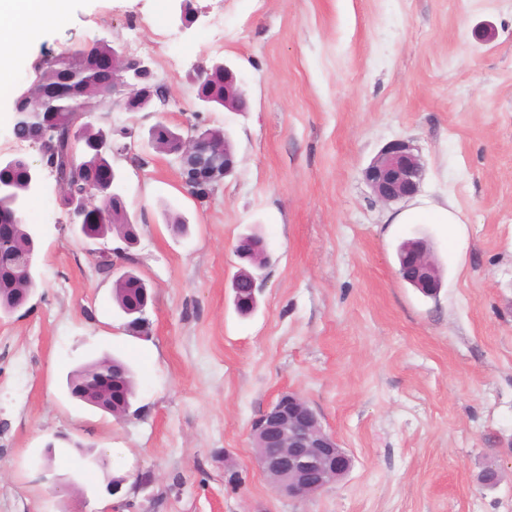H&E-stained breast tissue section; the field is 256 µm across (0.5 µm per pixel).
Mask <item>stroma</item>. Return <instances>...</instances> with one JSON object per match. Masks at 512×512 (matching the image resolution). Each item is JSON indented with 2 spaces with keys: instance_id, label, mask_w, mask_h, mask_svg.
<instances>
[{
  "instance_id": "1",
  "label": "stroma",
  "mask_w": 512,
  "mask_h": 512,
  "mask_svg": "<svg viewBox=\"0 0 512 512\" xmlns=\"http://www.w3.org/2000/svg\"><path fill=\"white\" fill-rule=\"evenodd\" d=\"M189 5L184 20L178 0H71L65 23L15 54L2 159L40 163L38 145L14 136V95L66 50L111 41L149 59L169 95L164 114L110 115L138 226L129 252L152 293L146 332L126 328L52 175L29 201L38 287L0 319V512H512V0ZM217 61L237 70L245 111L196 101ZM161 119L229 134L237 169L208 201L147 147ZM396 139L424 175L413 198L386 205L362 172ZM425 204L453 207L459 223H392ZM253 233L269 263L243 317L231 283ZM420 237L443 270L434 297L398 274L399 244ZM106 354L137 371L121 419L66 389ZM288 391L353 459L305 500L274 492L254 461L251 424ZM71 439L106 466L75 468ZM51 440L53 494L33 465ZM491 459L500 480L486 486Z\"/></svg>"
}]
</instances>
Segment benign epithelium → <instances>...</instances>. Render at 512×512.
I'll use <instances>...</instances> for the list:
<instances>
[{
    "mask_svg": "<svg viewBox=\"0 0 512 512\" xmlns=\"http://www.w3.org/2000/svg\"><path fill=\"white\" fill-rule=\"evenodd\" d=\"M112 73V93L130 80L150 73L148 60L128 57L117 51L104 61ZM246 107L245 93L238 73L224 66V109L242 112ZM178 164L189 194L197 201L210 198L213 189L235 170L236 162L228 136H218L209 129H193L180 140ZM27 180L20 207L37 194L42 185L43 168L26 162ZM423 163L415 148L406 140L388 144L365 168L364 180L382 203L407 200L415 196L423 178ZM41 229L33 224L23 234L14 232L11 224H0V267H11L16 278L10 292L16 304L15 313L29 302L39 277L34 241ZM398 274L421 293L431 296L439 288L438 268L424 243H416L401 257ZM260 277L253 272L240 273L233 282L235 305L239 312L248 313L256 303V285ZM149 302L147 286L139 288V301L122 308L128 317V328L143 332L148 325L146 312ZM86 404L116 417L128 414L131 404L123 399L113 401L112 377L93 375L80 385ZM256 448V462L269 485L291 498L318 494L336 484L351 469L352 458L340 448L334 435L322 426L317 414L303 396L296 392L282 394L251 426Z\"/></svg>",
    "mask_w": 512,
    "mask_h": 512,
    "instance_id": "7a95c632",
    "label": "benign epithelium"
}]
</instances>
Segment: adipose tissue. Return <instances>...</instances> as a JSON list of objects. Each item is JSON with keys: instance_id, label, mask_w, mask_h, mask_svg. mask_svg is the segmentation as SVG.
Wrapping results in <instances>:
<instances>
[{"instance_id": "1", "label": "adipose tissue", "mask_w": 512, "mask_h": 512, "mask_svg": "<svg viewBox=\"0 0 512 512\" xmlns=\"http://www.w3.org/2000/svg\"><path fill=\"white\" fill-rule=\"evenodd\" d=\"M69 0H0V91L12 85L13 52L67 18Z\"/></svg>"}]
</instances>
